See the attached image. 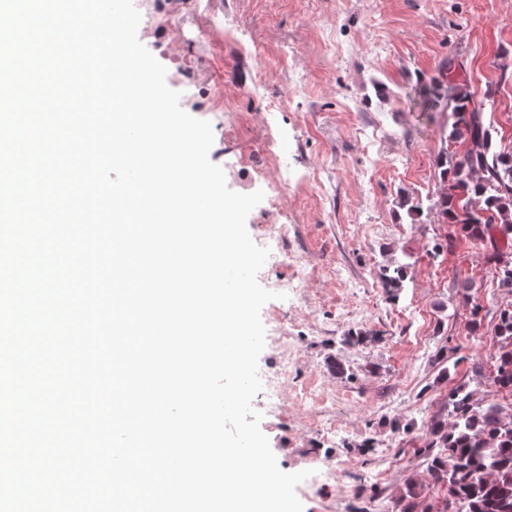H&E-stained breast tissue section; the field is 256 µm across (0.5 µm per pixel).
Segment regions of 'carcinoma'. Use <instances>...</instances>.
<instances>
[{
    "instance_id": "1",
    "label": "carcinoma",
    "mask_w": 512,
    "mask_h": 512,
    "mask_svg": "<svg viewBox=\"0 0 512 512\" xmlns=\"http://www.w3.org/2000/svg\"><path fill=\"white\" fill-rule=\"evenodd\" d=\"M448 72L420 94L432 110L444 102L453 122L449 148L437 157L442 188L436 201L441 223L472 242L489 243L485 255L497 275V349L491 380L503 397L512 396V147L497 144L484 121V104L476 101L465 79ZM384 287H402L400 265H386ZM452 422L438 423L434 448L425 449L429 471L443 490L440 512H512V410L499 402L480 403L464 386L448 396Z\"/></svg>"
}]
</instances>
